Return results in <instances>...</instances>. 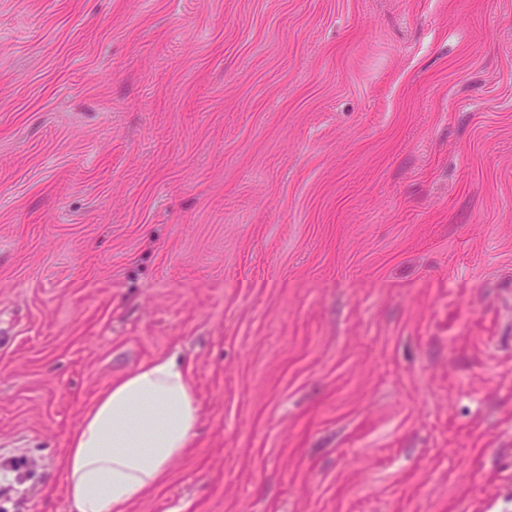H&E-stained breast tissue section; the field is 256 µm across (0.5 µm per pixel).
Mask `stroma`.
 Listing matches in <instances>:
<instances>
[{
	"label": "stroma",
	"instance_id": "1",
	"mask_svg": "<svg viewBox=\"0 0 512 512\" xmlns=\"http://www.w3.org/2000/svg\"><path fill=\"white\" fill-rule=\"evenodd\" d=\"M168 353L131 512H512V0H0V512Z\"/></svg>",
	"mask_w": 512,
	"mask_h": 512
}]
</instances>
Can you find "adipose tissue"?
Returning a JSON list of instances; mask_svg holds the SVG:
<instances>
[{
  "instance_id": "1",
  "label": "adipose tissue",
  "mask_w": 512,
  "mask_h": 512,
  "mask_svg": "<svg viewBox=\"0 0 512 512\" xmlns=\"http://www.w3.org/2000/svg\"><path fill=\"white\" fill-rule=\"evenodd\" d=\"M199 425L184 360L159 355L130 370L98 396L68 437L66 493L73 512H129L164 483Z\"/></svg>"
}]
</instances>
